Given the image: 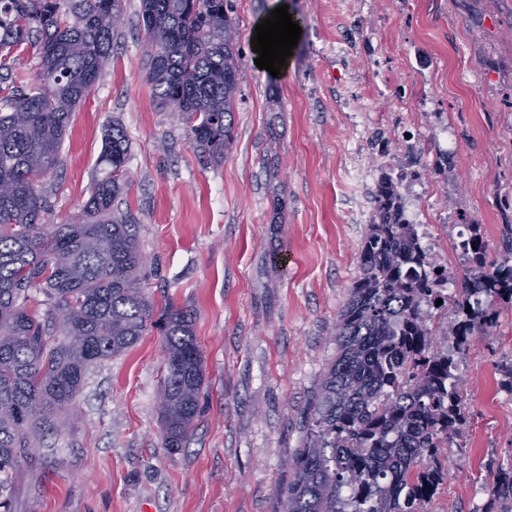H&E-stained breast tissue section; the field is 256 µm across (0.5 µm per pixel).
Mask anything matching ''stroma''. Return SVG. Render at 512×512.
I'll list each match as a JSON object with an SVG mask.
<instances>
[{"instance_id":"stroma-1","label":"stroma","mask_w":512,"mask_h":512,"mask_svg":"<svg viewBox=\"0 0 512 512\" xmlns=\"http://www.w3.org/2000/svg\"><path fill=\"white\" fill-rule=\"evenodd\" d=\"M287 2L303 21L287 73L254 62L255 22ZM242 78L235 141L202 164L183 124L156 104L143 61L140 0L124 13L110 60L80 104L62 162L43 185L46 220L74 222L108 131L129 141L119 210L138 221L143 287L156 307L195 312L205 381L183 448L162 446L165 352L156 330L88 371L75 411L10 485L13 512H275L300 446L304 412L336 355L333 333L359 273L377 152L418 133L432 167L454 143L433 198H409L433 225L434 257L465 269L440 214L476 224L489 244L512 224V0H231ZM512 356V306L474 338L462 383L463 447L427 512H478L485 464L512 463V394L497 363Z\"/></svg>"}]
</instances>
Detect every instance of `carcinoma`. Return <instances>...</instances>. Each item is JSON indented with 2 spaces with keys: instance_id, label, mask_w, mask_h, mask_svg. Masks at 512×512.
<instances>
[{
  "instance_id": "obj_1",
  "label": "carcinoma",
  "mask_w": 512,
  "mask_h": 512,
  "mask_svg": "<svg viewBox=\"0 0 512 512\" xmlns=\"http://www.w3.org/2000/svg\"><path fill=\"white\" fill-rule=\"evenodd\" d=\"M230 0H141L150 44L147 79L161 108L177 114L199 158H224L235 139L241 66ZM122 0H0V493L40 447L56 415L73 410L88 368L159 332L166 376L163 448L187 440L204 384L193 312L160 315L140 286L137 220L115 213L128 141L114 125L97 178L75 224H45L41 183L60 165L76 108L112 53ZM38 60L36 83L19 71ZM359 256V274L336 322V358L309 402L301 448L275 512H419L448 476L466 421L455 358L497 327L512 303V224L492 258L479 230L455 296L454 350L434 346L420 318L434 289L416 227L399 218L394 188L380 179ZM44 300L29 305L31 290ZM482 512H512V466L489 462Z\"/></svg>"
}]
</instances>
